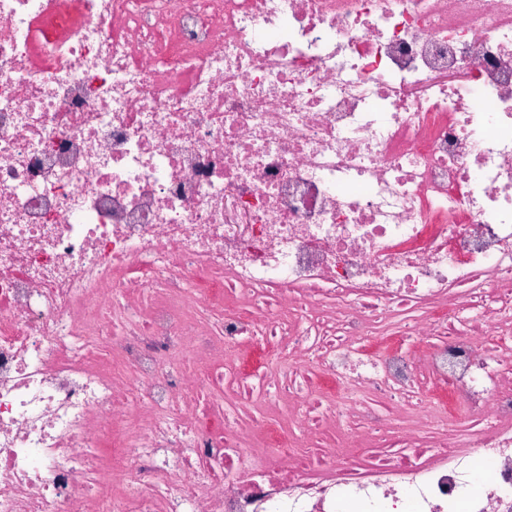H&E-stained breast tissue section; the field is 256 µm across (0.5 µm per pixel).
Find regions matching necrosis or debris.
Masks as SVG:
<instances>
[{
  "label": "necrosis or debris",
  "mask_w": 512,
  "mask_h": 512,
  "mask_svg": "<svg viewBox=\"0 0 512 512\" xmlns=\"http://www.w3.org/2000/svg\"><path fill=\"white\" fill-rule=\"evenodd\" d=\"M0 512H512V0H0Z\"/></svg>",
  "instance_id": "4bbe7bcc"
}]
</instances>
